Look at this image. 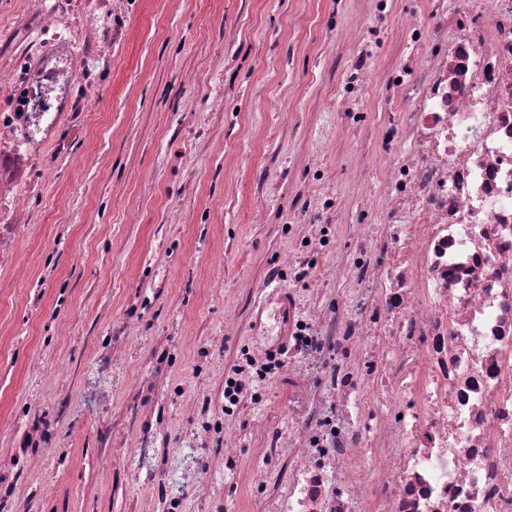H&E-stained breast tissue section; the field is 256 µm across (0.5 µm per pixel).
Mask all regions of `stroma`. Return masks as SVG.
<instances>
[{
	"label": "stroma",
	"mask_w": 512,
	"mask_h": 512,
	"mask_svg": "<svg viewBox=\"0 0 512 512\" xmlns=\"http://www.w3.org/2000/svg\"><path fill=\"white\" fill-rule=\"evenodd\" d=\"M423 4L393 0L386 22L366 18L381 33L366 124L353 128L336 80L362 32L336 17L357 0H142L87 139L32 204L21 269L0 272V512H163L174 488L185 512H260L255 478L287 486L288 470L263 452L288 425L286 381L247 383L232 467L223 443L185 449L191 401L216 393L253 347L245 322L290 247L281 225L296 169L320 166L324 188L342 194L358 178L382 194L377 129L405 108L384 82L407 51L400 20ZM323 139L334 149L317 152ZM231 315L238 328L226 327ZM168 352L180 400L130 388ZM61 363L67 376L54 372ZM28 406L55 422L38 447L25 436ZM144 427L159 460L149 472L129 453ZM185 454L200 481L183 478Z\"/></svg>",
	"instance_id": "stroma-1"
}]
</instances>
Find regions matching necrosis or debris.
Returning a JSON list of instances; mask_svg holds the SVG:
<instances>
[{
    "label": "necrosis or debris",
    "instance_id": "necrosis-or-debris-1",
    "mask_svg": "<svg viewBox=\"0 0 512 512\" xmlns=\"http://www.w3.org/2000/svg\"><path fill=\"white\" fill-rule=\"evenodd\" d=\"M140 4L0 0L1 270L18 268L30 204L82 141ZM401 30L416 51L386 84L406 109L380 132L381 202L334 250L342 202L303 169L294 210L315 232L269 272L323 259L343 290L288 297L297 350L275 373L291 421L266 452L292 479L284 492L256 482L264 512H512V0H426ZM370 60L359 48L336 89L356 125ZM241 404L224 385L199 399L220 413L186 446L231 442Z\"/></svg>",
    "mask_w": 512,
    "mask_h": 512
}]
</instances>
